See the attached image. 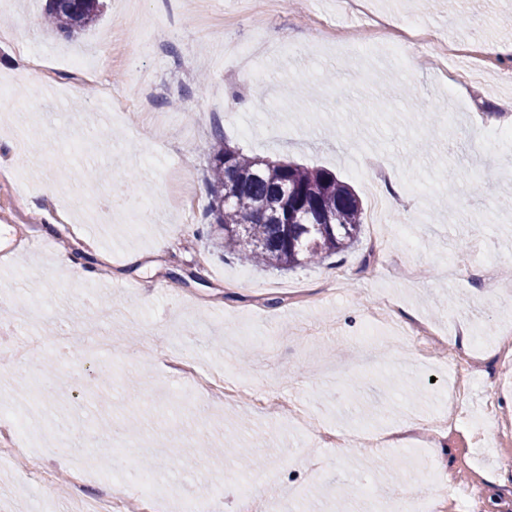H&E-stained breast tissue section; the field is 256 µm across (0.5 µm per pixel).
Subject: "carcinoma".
Segmentation results:
<instances>
[{
	"label": "carcinoma",
	"mask_w": 512,
	"mask_h": 512,
	"mask_svg": "<svg viewBox=\"0 0 512 512\" xmlns=\"http://www.w3.org/2000/svg\"><path fill=\"white\" fill-rule=\"evenodd\" d=\"M101 0H50L49 26L71 37L99 20ZM207 215L224 251L272 270L320 263L357 242L363 208L355 191L323 168L248 155L215 132Z\"/></svg>",
	"instance_id": "cac0c4a2"
}]
</instances>
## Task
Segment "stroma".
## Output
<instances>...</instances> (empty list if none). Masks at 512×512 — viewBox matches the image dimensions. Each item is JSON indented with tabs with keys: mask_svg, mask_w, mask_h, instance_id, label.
Here are the masks:
<instances>
[{
	"mask_svg": "<svg viewBox=\"0 0 512 512\" xmlns=\"http://www.w3.org/2000/svg\"><path fill=\"white\" fill-rule=\"evenodd\" d=\"M104 0L94 28L68 40L44 23L47 0L0 7V80L12 82L0 115L25 140L0 160V410L13 414L25 454L0 458V512H74L71 475L82 495L126 497L136 507L153 489L168 512L180 500L220 497L223 512H388L394 500L424 498L428 471L447 487L477 483L469 512L512 506V447L479 454L465 427L426 432L423 420L447 411L455 364L470 354L459 325L473 334L512 310V54H489L506 83L470 80L449 105L443 43L426 58L384 67L381 42L362 19L355 36L321 47L319 23L340 14L336 0H279L276 15L243 0ZM372 13L402 28L407 17L441 31L446 42L485 51L512 41V0H368ZM164 31L161 48L140 49ZM259 40L249 68L216 59L231 41ZM35 58L40 80L12 64ZM95 69L77 80L70 57ZM154 83L151 101L142 77ZM124 103L120 122H104L102 92ZM223 132L245 153L324 168L371 206L368 174L384 163L393 198L392 251L373 253V229L324 262L278 272L225 254L207 207L206 145ZM136 182L114 221L57 222L61 208L97 206L113 177ZM60 182L55 198L46 181ZM487 184L486 192L474 189ZM194 198L183 220L185 195ZM95 241V276L76 280L54 264L60 249ZM493 266L505 292L484 293L473 277ZM395 296L407 317L439 326L448 351L366 336L368 310ZM191 358L198 373L239 376L235 401L213 399L173 370L166 353ZM273 392L275 407L252 402ZM311 426L339 433L367 425L405 427L399 444L373 454L325 448L295 426L297 407ZM39 457L52 480L28 478ZM365 474L343 498L340 473Z\"/></svg>",
	"mask_w": 512,
	"mask_h": 512,
	"instance_id": "1",
	"label": "stroma"
}]
</instances>
